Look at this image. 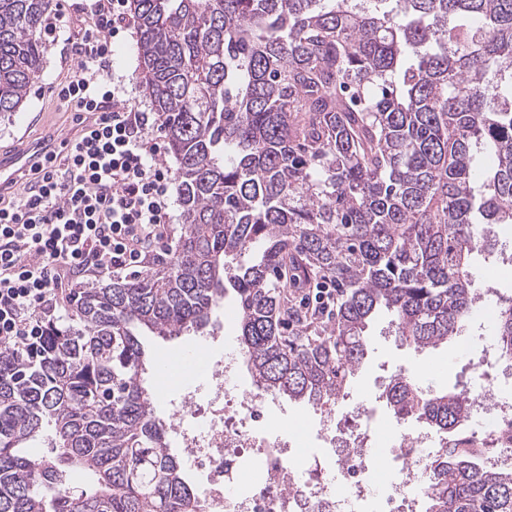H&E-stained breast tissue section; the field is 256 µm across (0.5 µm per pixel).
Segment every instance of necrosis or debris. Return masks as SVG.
<instances>
[{
  "label": "necrosis or debris",
  "mask_w": 512,
  "mask_h": 512,
  "mask_svg": "<svg viewBox=\"0 0 512 512\" xmlns=\"http://www.w3.org/2000/svg\"><path fill=\"white\" fill-rule=\"evenodd\" d=\"M467 435L511 448L512 392L505 390L491 345L471 344ZM239 359H207L171 418L178 447L203 476L206 512H422L419 476L429 471L433 433L415 427L380 433L375 408L349 406L346 419L320 413L313 428L268 426L280 401L235 383ZM334 468L337 482L325 478Z\"/></svg>",
  "instance_id": "obj_1"
}]
</instances>
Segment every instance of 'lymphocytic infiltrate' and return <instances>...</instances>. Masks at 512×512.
Instances as JSON below:
<instances>
[{
	"instance_id": "obj_1",
	"label": "lymphocytic infiltrate",
	"mask_w": 512,
	"mask_h": 512,
	"mask_svg": "<svg viewBox=\"0 0 512 512\" xmlns=\"http://www.w3.org/2000/svg\"><path fill=\"white\" fill-rule=\"evenodd\" d=\"M127 4L79 0L92 26L58 98L93 113V127L57 162L33 164L23 197L0 203V346L21 354L42 347L45 324L76 277L142 267L169 245L174 174L159 160L161 117L114 105L122 86L112 46L129 28Z\"/></svg>"
}]
</instances>
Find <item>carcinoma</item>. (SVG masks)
<instances>
[{
	"label": "carcinoma",
	"mask_w": 512,
	"mask_h": 512,
	"mask_svg": "<svg viewBox=\"0 0 512 512\" xmlns=\"http://www.w3.org/2000/svg\"><path fill=\"white\" fill-rule=\"evenodd\" d=\"M52 0H0V116L23 106ZM183 232L150 272L76 289L37 359L0 347V512H202L155 415L141 334L205 328L231 292L252 390L346 394L384 312L422 352L480 296L512 224V0H131ZM336 288L329 319L296 289ZM493 346L512 362V296ZM383 406L447 448L424 512H512V451L458 441L468 396L407 374ZM50 452L34 458L42 438ZM83 471L95 489L69 495Z\"/></svg>",
	"instance_id": "carcinoma-1"
}]
</instances>
